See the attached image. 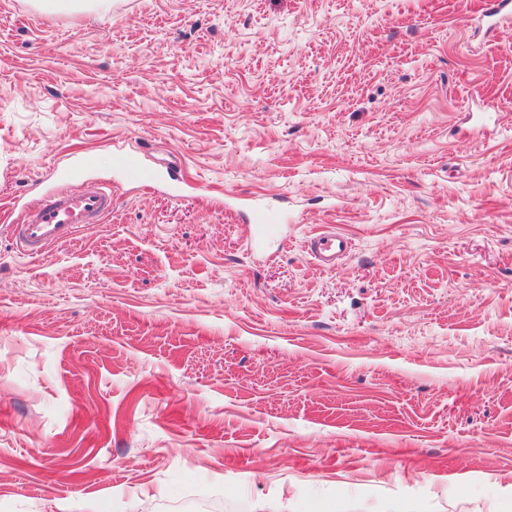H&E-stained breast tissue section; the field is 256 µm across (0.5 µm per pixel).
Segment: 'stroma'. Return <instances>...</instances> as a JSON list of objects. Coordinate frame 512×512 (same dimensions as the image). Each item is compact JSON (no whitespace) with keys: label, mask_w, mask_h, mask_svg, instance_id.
I'll use <instances>...</instances> for the list:
<instances>
[{"label":"stroma","mask_w":512,"mask_h":512,"mask_svg":"<svg viewBox=\"0 0 512 512\" xmlns=\"http://www.w3.org/2000/svg\"><path fill=\"white\" fill-rule=\"evenodd\" d=\"M482 8L0 0V512H512V18ZM87 155L111 215L24 255L20 206ZM36 5L44 10L57 8H86L106 12L109 10L111 0H37ZM119 164L134 180L156 182L159 179V174L156 171L142 165L139 158L136 156H122L119 159ZM256 232L266 239H277L281 234V219L270 209L255 208ZM350 251L349 240L340 232L328 229L310 239V254L319 263L335 266Z\"/></svg>","instance_id":"obj_1"}]
</instances>
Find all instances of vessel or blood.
<instances>
[{
  "instance_id": "b4317fda",
  "label": "vessel or blood",
  "mask_w": 512,
  "mask_h": 512,
  "mask_svg": "<svg viewBox=\"0 0 512 512\" xmlns=\"http://www.w3.org/2000/svg\"><path fill=\"white\" fill-rule=\"evenodd\" d=\"M120 166L137 181H158L156 171L142 165L138 157L120 158ZM69 178L82 180L79 192L72 193L53 187L46 196L25 206L12 226V234L20 251L27 255L41 254L48 246L65 240L78 225L97 224L112 209V191L101 181L89 177L87 166L73 168ZM256 232L267 239L281 234V219L270 209H256ZM350 250L348 239L340 232L328 229L310 240V254L319 263L332 266Z\"/></svg>"
}]
</instances>
